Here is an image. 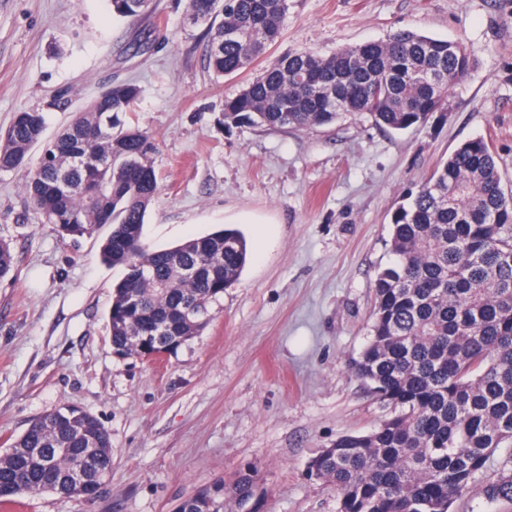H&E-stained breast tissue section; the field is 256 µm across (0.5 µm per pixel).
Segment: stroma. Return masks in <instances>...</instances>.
<instances>
[{"label":"stroma","instance_id":"obj_1","mask_svg":"<svg viewBox=\"0 0 512 512\" xmlns=\"http://www.w3.org/2000/svg\"><path fill=\"white\" fill-rule=\"evenodd\" d=\"M287 52L331 54L409 29L461 42L472 62L447 109L405 131L343 115L305 129L218 119L264 67L214 78L205 27L186 0L120 18L107 0H0V129L36 108L54 138L112 84L140 89L133 119L155 137L160 194L152 248L239 223L251 259L201 336L163 362L112 354L108 312L122 270L100 249L112 227L59 236L14 173H0V453L32 420L70 405L112 441V474L91 500L18 497L19 512H173L191 490L252 467L268 512H336L307 464L386 409L351 373L367 340L372 283L389 261L391 217L461 143L483 138L512 186V0H288ZM70 95L57 100L58 89Z\"/></svg>","mask_w":512,"mask_h":512}]
</instances>
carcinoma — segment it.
Listing matches in <instances>:
<instances>
[{
  "instance_id": "1",
  "label": "carcinoma",
  "mask_w": 512,
  "mask_h": 512,
  "mask_svg": "<svg viewBox=\"0 0 512 512\" xmlns=\"http://www.w3.org/2000/svg\"><path fill=\"white\" fill-rule=\"evenodd\" d=\"M108 2L123 18L151 5ZM287 11L288 0H187L184 23L207 28L208 67L219 78L279 42ZM471 66L461 43L411 30L327 56L285 53L224 101L220 123L303 128L358 113L406 130L444 111L446 91ZM139 96L134 83L108 87L47 143L44 114L16 112L0 131V172L21 174L32 210L62 236L112 225L102 258L124 271L108 314L112 350L145 358L175 353L203 333L212 317L187 309L220 302L250 250L236 228L169 249L143 243L159 186L154 138L128 120ZM410 198L394 213L391 261L372 284L368 341L351 363L388 417L370 432L338 437L308 465L310 477L336 487L337 512H455L494 452L512 447V192L488 142L472 139ZM13 266V250L0 240V278ZM111 448L95 416L51 409L0 454V485L11 488L0 502L42 493L91 499L112 472ZM215 485L223 512L263 507L266 491L247 467L190 491L176 512H213ZM484 496L512 512V458Z\"/></svg>"
}]
</instances>
